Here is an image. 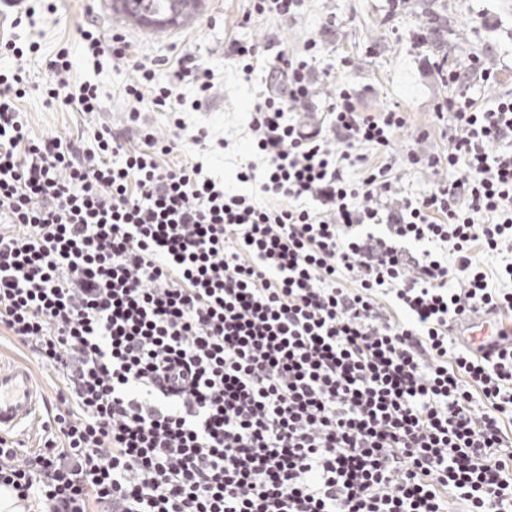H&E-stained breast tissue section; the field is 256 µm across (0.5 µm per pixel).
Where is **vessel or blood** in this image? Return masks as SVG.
<instances>
[{"label":"vessel or blood","instance_id":"vessel-or-blood-1","mask_svg":"<svg viewBox=\"0 0 512 512\" xmlns=\"http://www.w3.org/2000/svg\"><path fill=\"white\" fill-rule=\"evenodd\" d=\"M452 335L473 350L495 349L502 329L489 313L458 320ZM44 393L32 369L21 362L0 361V434L26 430L37 417Z\"/></svg>","mask_w":512,"mask_h":512}]
</instances>
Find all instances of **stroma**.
I'll use <instances>...</instances> for the list:
<instances>
[{
  "mask_svg": "<svg viewBox=\"0 0 512 512\" xmlns=\"http://www.w3.org/2000/svg\"><path fill=\"white\" fill-rule=\"evenodd\" d=\"M56 13L43 14L38 25L40 50L24 66L29 92L20 108L30 129L38 135L72 136L86 125L120 126L128 122L124 84L135 73L130 64L113 59V37L128 42L139 55L176 59L184 52L196 53L202 67L214 70L221 79L216 94L200 109H186L182 117L189 130L208 132L210 139L227 141L224 151H203L189 146L215 179L255 195V183H238L239 166L250 160L247 120L262 88L263 72L244 80L224 58L229 43L246 39L261 45L267 57L278 51H301L314 38L322 45L315 66L317 105H324L332 88L350 85L361 106L370 112L395 110L405 120L385 154L390 157L391 175L400 197L415 199L426 194L436 178L427 159L445 156L454 132L449 114L438 112L444 98L464 101L475 97L493 102L512 92V0H305L299 16L282 20L275 16L244 21L248 0H202L191 19L162 32L128 18L118 0H54ZM448 19L445 36L428 33L429 12ZM93 29L105 50L101 67L87 61L85 29ZM67 48L73 63L72 80L97 83L102 110L93 117L70 111L62 100L43 93L48 78L46 62L60 48ZM493 68L498 79L473 89L468 84L445 86L437 66L465 67L470 59ZM419 155L421 164L408 162ZM0 359L20 360L32 365L43 385L47 407L21 440L26 450L43 447L44 422L57 404L55 374L39 366L30 350H16L10 342L0 343Z\"/></svg>",
  "mask_w": 512,
  "mask_h": 512,
  "instance_id": "35a3bbf8",
  "label": "stroma"
}]
</instances>
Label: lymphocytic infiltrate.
Returning <instances> with one entry per match:
<instances>
[{"label": "lymphocytic infiltrate", "instance_id": "1", "mask_svg": "<svg viewBox=\"0 0 512 512\" xmlns=\"http://www.w3.org/2000/svg\"><path fill=\"white\" fill-rule=\"evenodd\" d=\"M316 47L272 64L228 48L267 74L237 178L283 207L181 156L207 134L165 57L124 87L130 120L168 115L135 145L32 135L20 71L0 74V330L54 369L64 406L37 451L0 436V486L38 512H512V343L479 355L448 334L471 311L512 317V93L446 100L457 132L428 166L455 174L396 203L390 163L347 168L402 116L347 86L314 108ZM48 71L49 99L100 111L67 49Z\"/></svg>", "mask_w": 512, "mask_h": 512}]
</instances>
